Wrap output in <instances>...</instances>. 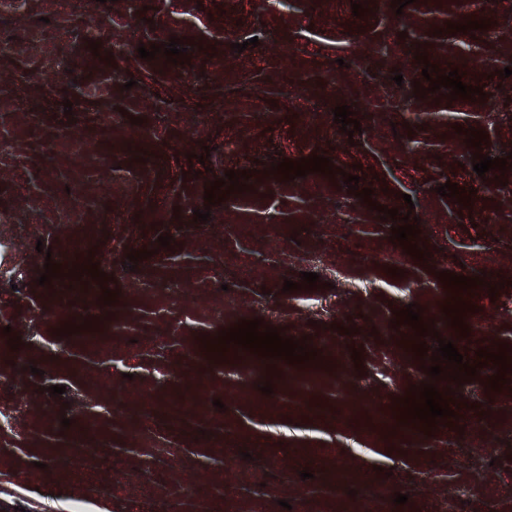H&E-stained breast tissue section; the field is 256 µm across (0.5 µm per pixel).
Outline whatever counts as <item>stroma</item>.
<instances>
[{"instance_id": "1", "label": "stroma", "mask_w": 512, "mask_h": 512, "mask_svg": "<svg viewBox=\"0 0 512 512\" xmlns=\"http://www.w3.org/2000/svg\"><path fill=\"white\" fill-rule=\"evenodd\" d=\"M351 3L71 0L60 15L50 0H0V30L13 38L0 54V512H70L77 501L87 512H360L380 489L383 512H429L452 490L459 512H512V390L489 388L496 366L456 387L465 406L452 426L403 438L382 418L431 381L412 327L395 323L406 305L470 364L478 349L512 345V76L497 75L512 67V0H414L399 13L368 0L361 17ZM470 14L487 28L447 33ZM32 28L57 73H40ZM173 36L190 64L140 58L138 46ZM420 46L484 98L415 95ZM338 105L360 134L342 133ZM460 126L485 131L481 152L506 159L503 181L476 174ZM133 140L152 144L147 161L126 152ZM313 155L337 175L269 172ZM229 170L251 171L249 191L206 206L205 187ZM352 171L373 201L419 218L427 259L349 194ZM449 181L471 190L469 208L438 194ZM204 208L208 221L194 222ZM64 213L115 303L37 285L46 256H65L67 243L39 252L10 220L50 228ZM133 249L148 258L130 264ZM446 270L500 287L471 294L466 338L442 311L454 295L437 277ZM305 272L319 288L284 291ZM60 311L91 320L111 350L57 335ZM255 318L336 355L312 374L206 352L203 338ZM267 383L272 394L259 393ZM53 385L65 393L50 395ZM228 389L257 401L227 400ZM398 493L406 504H394Z\"/></svg>"}]
</instances>
